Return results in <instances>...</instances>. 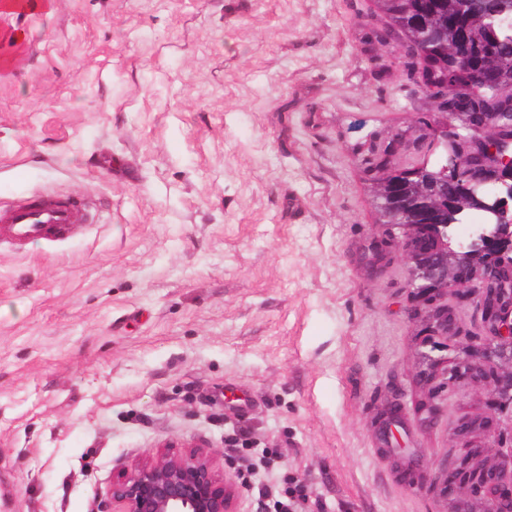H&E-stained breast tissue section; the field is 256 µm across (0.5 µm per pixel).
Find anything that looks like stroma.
Listing matches in <instances>:
<instances>
[{
  "label": "stroma",
  "instance_id": "stroma-1",
  "mask_svg": "<svg viewBox=\"0 0 512 512\" xmlns=\"http://www.w3.org/2000/svg\"><path fill=\"white\" fill-rule=\"evenodd\" d=\"M386 24L374 0L0 9V203L97 204L63 243L0 245V512H112L166 440L214 452L235 512L289 478L299 512H483L484 489L433 482L472 448L511 470L512 414L492 379H422L407 249L362 162L442 156ZM448 305L453 365L491 334ZM394 404L409 476L378 434Z\"/></svg>",
  "mask_w": 512,
  "mask_h": 512
}]
</instances>
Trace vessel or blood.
<instances>
[{"mask_svg":"<svg viewBox=\"0 0 512 512\" xmlns=\"http://www.w3.org/2000/svg\"><path fill=\"white\" fill-rule=\"evenodd\" d=\"M86 200L41 194L0 205V243L25 246L34 242H62L88 220Z\"/></svg>","mask_w":512,"mask_h":512,"instance_id":"1","label":"vessel or blood"}]
</instances>
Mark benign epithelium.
I'll return each mask as SVG.
<instances>
[{
	"label": "benign epithelium",
	"mask_w": 512,
	"mask_h": 512,
	"mask_svg": "<svg viewBox=\"0 0 512 512\" xmlns=\"http://www.w3.org/2000/svg\"><path fill=\"white\" fill-rule=\"evenodd\" d=\"M414 40L403 39L401 56L413 67L441 41L451 46L448 63L472 72L483 66L477 55L463 51L470 43L467 26L454 40L444 30L416 22ZM440 98L447 129L445 161L434 169L423 165L402 171L382 172L374 193L384 221L401 229L408 249V288L427 311L430 332L448 335V292L466 288V297L487 319L496 337L492 349L471 348L446 374L461 370L475 377L491 375L497 400L512 406V70L494 71L465 87L435 90ZM466 135L448 128L454 123ZM459 192L448 197V218L442 219L427 199L428 187ZM478 212L470 240L456 246L450 229L460 215ZM154 457L135 464L112 481L116 512H232L234 490L215 467L212 453L193 449L171 453L172 444ZM482 486L489 496L484 512H512V495L501 492L505 475L480 465Z\"/></svg>",
	"instance_id": "benign-epithelium-1"
}]
</instances>
